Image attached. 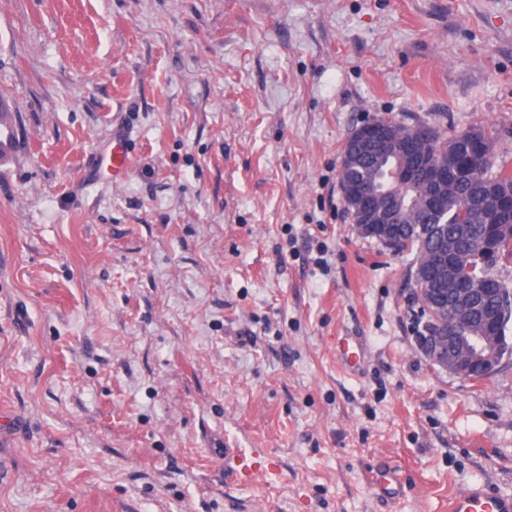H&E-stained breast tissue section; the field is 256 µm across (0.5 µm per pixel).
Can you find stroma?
Segmentation results:
<instances>
[{
	"mask_svg": "<svg viewBox=\"0 0 512 512\" xmlns=\"http://www.w3.org/2000/svg\"><path fill=\"white\" fill-rule=\"evenodd\" d=\"M0 96V512L512 493V359L473 384L423 356L412 257L357 234L338 178L376 117L491 131L512 170V0H0ZM117 125L126 181L84 187ZM228 446L279 474L230 479Z\"/></svg>",
	"mask_w": 512,
	"mask_h": 512,
	"instance_id": "1",
	"label": "stroma"
}]
</instances>
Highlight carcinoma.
<instances>
[{
  "label": "carcinoma",
  "mask_w": 512,
  "mask_h": 512,
  "mask_svg": "<svg viewBox=\"0 0 512 512\" xmlns=\"http://www.w3.org/2000/svg\"><path fill=\"white\" fill-rule=\"evenodd\" d=\"M476 137L472 152L465 155L469 174L441 189L444 196L442 210L432 212L427 206L429 190L425 182L390 183L383 189L386 167H419L417 158L401 160L388 154L381 156L367 151L360 162L339 172V181L348 189L359 182L371 197L372 215L382 224L394 227L401 250L414 255V261L425 269L435 259L447 260L441 280L431 284L433 288H445L442 308L446 328L456 329L458 314L454 307L453 290L466 283L492 282L497 288L507 284L501 280L497 268L512 263V237H505L501 221L495 219L492 210L512 213V171L494 168V137L482 129H470ZM422 152L435 165L448 164L453 160L448 150V138L434 131L421 146ZM492 243L494 256L486 258L479 249V242ZM494 295L484 299L481 306L469 310L471 326H482L484 310L496 308Z\"/></svg>",
  "instance_id": "1"
}]
</instances>
